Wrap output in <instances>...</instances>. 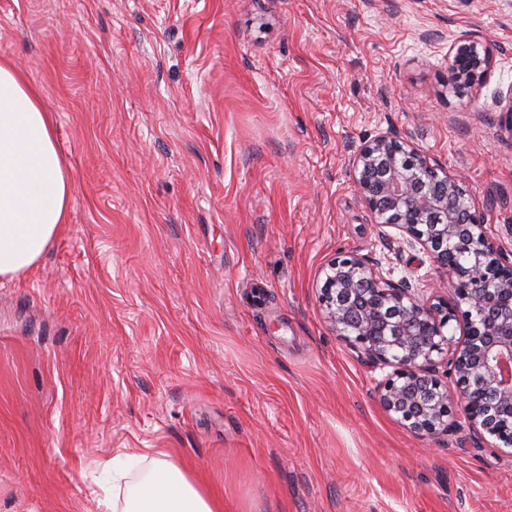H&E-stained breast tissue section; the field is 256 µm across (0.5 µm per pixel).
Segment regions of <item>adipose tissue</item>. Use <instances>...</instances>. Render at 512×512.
<instances>
[{"mask_svg": "<svg viewBox=\"0 0 512 512\" xmlns=\"http://www.w3.org/2000/svg\"><path fill=\"white\" fill-rule=\"evenodd\" d=\"M73 184L34 91L0 62V280L36 266L57 239ZM112 512H224L176 465L155 459L136 489L112 490Z\"/></svg>", "mask_w": 512, "mask_h": 512, "instance_id": "1", "label": "adipose tissue"}]
</instances>
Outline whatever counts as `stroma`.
<instances>
[{
    "instance_id": "obj_1",
    "label": "stroma",
    "mask_w": 512,
    "mask_h": 512,
    "mask_svg": "<svg viewBox=\"0 0 512 512\" xmlns=\"http://www.w3.org/2000/svg\"><path fill=\"white\" fill-rule=\"evenodd\" d=\"M463 36L495 50L457 95ZM0 61L73 180L0 284V512H110L119 454L121 486L164 458L224 512H512L497 440L459 410L407 432L316 299L348 254L448 285L353 188L384 132L463 174L512 260V0H0Z\"/></svg>"
}]
</instances>
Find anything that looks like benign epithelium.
<instances>
[{
	"mask_svg": "<svg viewBox=\"0 0 512 512\" xmlns=\"http://www.w3.org/2000/svg\"><path fill=\"white\" fill-rule=\"evenodd\" d=\"M448 62V88L471 87L487 73L493 43L461 38ZM353 187L374 223L401 232L453 282L454 298L423 299L379 263L337 256L321 270L318 302L336 338L374 366L392 368L376 384L381 406L411 434L448 433L454 397L470 425L512 455V262L483 231L464 179L387 134L364 143ZM463 321L464 338L444 332ZM451 355L453 380L439 376Z\"/></svg>",
	"mask_w": 512,
	"mask_h": 512,
	"instance_id": "1",
	"label": "benign epithelium"
}]
</instances>
